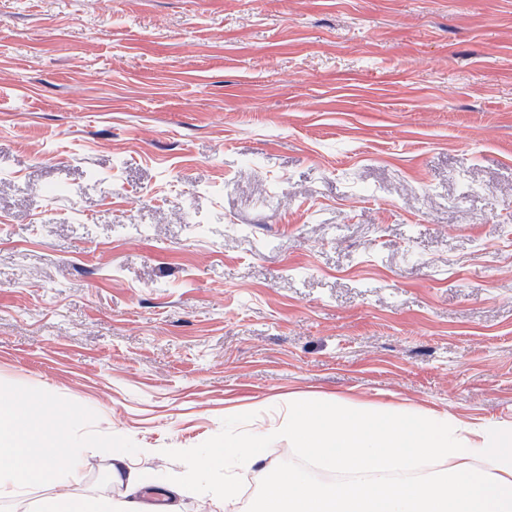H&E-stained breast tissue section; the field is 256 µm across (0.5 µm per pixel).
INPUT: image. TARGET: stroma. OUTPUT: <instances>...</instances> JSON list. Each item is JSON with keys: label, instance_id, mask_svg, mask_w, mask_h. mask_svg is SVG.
<instances>
[{"label": "stroma", "instance_id": "1", "mask_svg": "<svg viewBox=\"0 0 512 512\" xmlns=\"http://www.w3.org/2000/svg\"><path fill=\"white\" fill-rule=\"evenodd\" d=\"M0 388L101 496L293 393L512 424V0H0Z\"/></svg>", "mask_w": 512, "mask_h": 512}]
</instances>
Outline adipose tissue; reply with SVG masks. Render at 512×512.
Wrapping results in <instances>:
<instances>
[{"label":"adipose tissue","mask_w":512,"mask_h":512,"mask_svg":"<svg viewBox=\"0 0 512 512\" xmlns=\"http://www.w3.org/2000/svg\"><path fill=\"white\" fill-rule=\"evenodd\" d=\"M83 413L40 391H0V502L48 487L53 494L41 512H143L142 484L126 471L137 451L118 436L111 479L125 487V498L74 493L87 450L67 425ZM277 434L315 467L335 472V480L325 484L277 467ZM203 454L228 471L244 464L268 471L270 491L257 512H512V425L465 426L445 412L346 397L322 406L293 396L276 431L228 434ZM164 489L199 499L211 512H223L235 498L232 480L216 489L202 468L168 479Z\"/></svg>","instance_id":"ef3b65f1"}]
</instances>
